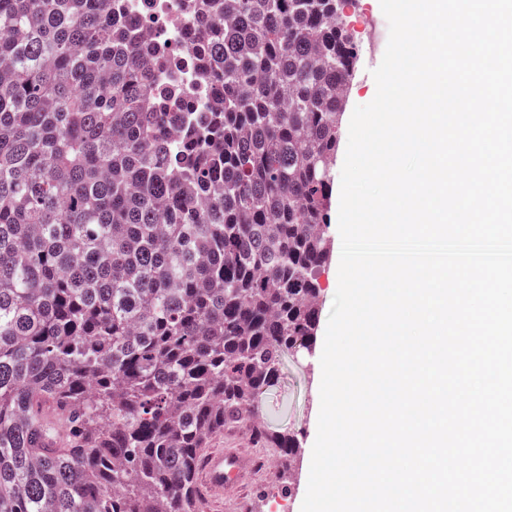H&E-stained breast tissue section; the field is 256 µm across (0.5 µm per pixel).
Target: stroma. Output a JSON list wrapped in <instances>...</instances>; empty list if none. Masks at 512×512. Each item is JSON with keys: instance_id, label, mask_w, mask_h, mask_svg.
I'll return each instance as SVG.
<instances>
[{"instance_id": "stroma-1", "label": "stroma", "mask_w": 512, "mask_h": 512, "mask_svg": "<svg viewBox=\"0 0 512 512\" xmlns=\"http://www.w3.org/2000/svg\"><path fill=\"white\" fill-rule=\"evenodd\" d=\"M350 24L359 45L355 76L347 93L343 120H350L356 106L372 101L376 94L373 70L379 66L385 53L389 26L382 12L380 0H353L347 10ZM339 255H332L321 274L323 292L320 319L309 348L283 356L278 381L269 387L262 400V414L268 428L298 436L302 448H310L314 431L310 424L313 403L314 358L321 356L324 336L338 285L335 272ZM213 448H233L255 459L275 460L276 452L258 445L248 423L226 427L209 442ZM297 479L289 488L276 486L273 474L263 468L252 471L244 481V488L235 497L215 499L203 495L199 512H300L303 498L300 479L305 475L304 460L295 464Z\"/></svg>"}]
</instances>
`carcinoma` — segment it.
Returning a JSON list of instances; mask_svg holds the SVG:
<instances>
[{
	"label": "carcinoma",
	"instance_id": "obj_1",
	"mask_svg": "<svg viewBox=\"0 0 512 512\" xmlns=\"http://www.w3.org/2000/svg\"><path fill=\"white\" fill-rule=\"evenodd\" d=\"M350 0H194L204 112H169L112 0H0V512H198L319 319ZM170 125L182 138L164 136ZM213 448L240 449L245 453L226 449L211 452L205 457L202 478L206 488L213 494L224 495L238 489L247 472L252 469L249 456L254 460L268 459L276 464L275 448H262L258 445L245 422L226 427L223 433L215 435L203 455Z\"/></svg>",
	"mask_w": 512,
	"mask_h": 512
}]
</instances>
